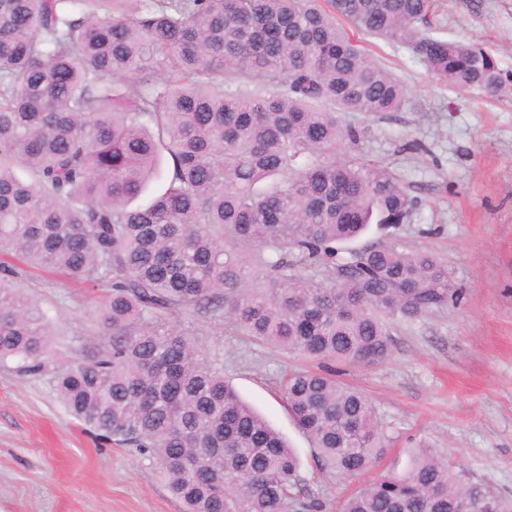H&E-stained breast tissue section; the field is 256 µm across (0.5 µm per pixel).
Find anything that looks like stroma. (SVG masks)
I'll return each mask as SVG.
<instances>
[{"mask_svg": "<svg viewBox=\"0 0 512 512\" xmlns=\"http://www.w3.org/2000/svg\"><path fill=\"white\" fill-rule=\"evenodd\" d=\"M432 33L475 43L512 73V0H438ZM359 41L408 94L401 111L348 114L364 136L347 153L388 166L418 202L407 222L372 226L365 240L432 253L462 295L457 305L395 321L390 360L347 377L375 403L392 447L358 478L322 472L280 397L292 361L206 320L201 339L220 348L226 379L296 449L307 490L327 507L380 472H405L423 440L474 479L512 494V96L457 90L406 47ZM21 285L52 320L56 356L73 361L99 342L106 289L32 268ZM0 512H184V505L149 455L101 442L69 416L51 374L0 365Z\"/></svg>", "mask_w": 512, "mask_h": 512, "instance_id": "stroma-1", "label": "stroma"}]
</instances>
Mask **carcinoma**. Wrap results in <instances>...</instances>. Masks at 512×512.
Wrapping results in <instances>:
<instances>
[{"mask_svg": "<svg viewBox=\"0 0 512 512\" xmlns=\"http://www.w3.org/2000/svg\"><path fill=\"white\" fill-rule=\"evenodd\" d=\"M435 0H0V364L52 372L67 412L148 452L186 512H326L298 456L224 379L200 318L315 367L282 399L320 469L391 445L346 372L386 363L391 324L459 301L429 253L337 246L417 201L350 158L347 114L406 103L354 33L408 47L460 91L512 96L488 51L431 34ZM168 156L170 165L162 166ZM109 289L103 339L59 362L14 261ZM326 269L314 279L304 266ZM512 512L427 446L336 512Z\"/></svg>", "mask_w": 512, "mask_h": 512, "instance_id": "obj_1", "label": "carcinoma"}]
</instances>
